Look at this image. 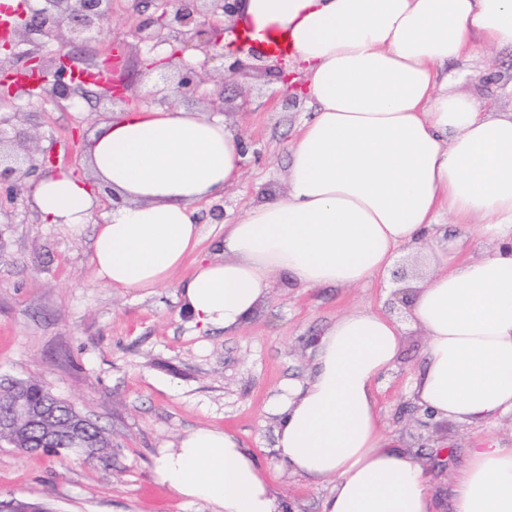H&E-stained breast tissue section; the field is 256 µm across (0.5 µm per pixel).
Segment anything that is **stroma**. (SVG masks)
<instances>
[{
  "label": "stroma",
  "instance_id": "obj_1",
  "mask_svg": "<svg viewBox=\"0 0 512 512\" xmlns=\"http://www.w3.org/2000/svg\"><path fill=\"white\" fill-rule=\"evenodd\" d=\"M112 22L96 42L71 40L80 59L124 66L134 90L149 87L146 54L131 55L126 34L137 16L129 0H115ZM486 72L459 91L482 106L505 111L512 99V48L480 51ZM207 71L224 83V117L244 136L247 153L239 181L218 205H197L201 253L211 251L224 225L258 200L284 193L287 161L298 127L312 113L303 97L273 76L222 78L221 60ZM28 123L55 170L85 173L88 134L105 104L87 95L78 108L33 104ZM112 208L101 193L89 224H46L27 196L0 187V378H32L71 402L108 432L103 462L71 452L21 453L0 444V500H19L52 512H210L158 483L154 460L190 430L235 433L258 459L284 512H322L330 484H312L278 463L272 405L288 383L305 380L315 344L340 314L362 307L400 316L388 277L368 288H305L279 274L257 313L236 331L201 329L181 312L179 286L191 272L177 270L153 292L106 286L90 265L96 224ZM426 337L408 327L403 356L380 382L379 407L392 445L426 466L438 512H449L454 471L476 441L496 437L512 448V417L494 425L461 428L448 421L420 426L406 412L408 384L422 359Z\"/></svg>",
  "mask_w": 512,
  "mask_h": 512
}]
</instances>
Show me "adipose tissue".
<instances>
[{"instance_id": "1", "label": "adipose tissue", "mask_w": 512, "mask_h": 512, "mask_svg": "<svg viewBox=\"0 0 512 512\" xmlns=\"http://www.w3.org/2000/svg\"><path fill=\"white\" fill-rule=\"evenodd\" d=\"M238 26L285 44L313 117L298 129L284 195L253 204L199 256L196 205L241 176L244 140L224 119L185 109L120 112L89 134L86 178L45 173L31 206L48 224H86L112 195L91 263L113 288L164 287L186 262L183 306L202 328L237 330L279 273L306 288L368 287L400 249H420L404 320L370 308L338 316L309 377L278 414L289 471L327 483L323 512H436L421 462L392 448L379 381L399 363L405 324L426 336L413 404L463 427L512 415V111L455 92L448 64L512 46V0H245ZM493 247L449 250L440 227ZM159 482L213 512H282L236 434L198 428L155 459ZM451 512H512V448L468 451Z\"/></svg>"}]
</instances>
